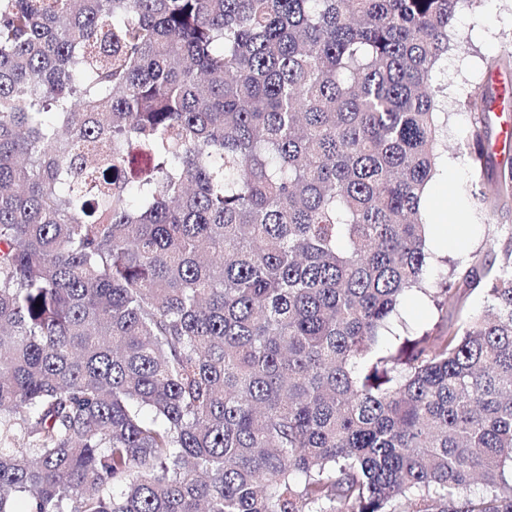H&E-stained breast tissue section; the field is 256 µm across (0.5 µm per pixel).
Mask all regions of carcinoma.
<instances>
[{"label": "carcinoma", "mask_w": 512, "mask_h": 512, "mask_svg": "<svg viewBox=\"0 0 512 512\" xmlns=\"http://www.w3.org/2000/svg\"><path fill=\"white\" fill-rule=\"evenodd\" d=\"M463 2L0 0V512H512L493 88L500 249L431 279L422 204ZM401 312L410 331H420L432 328L435 324L444 325L455 323L456 316L451 309L448 313H438L434 307L426 301L415 296L405 298L401 305Z\"/></svg>", "instance_id": "cac0c4a2"}]
</instances>
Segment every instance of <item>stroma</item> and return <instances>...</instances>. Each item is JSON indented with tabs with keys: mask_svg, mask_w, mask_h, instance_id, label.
<instances>
[{
	"mask_svg": "<svg viewBox=\"0 0 512 512\" xmlns=\"http://www.w3.org/2000/svg\"><path fill=\"white\" fill-rule=\"evenodd\" d=\"M451 43L438 76L447 93L448 118L440 129L447 150L431 182L430 215L432 223L466 229L464 249L441 250L449 263L463 268L470 252L487 244L484 220L470 192L475 175L465 136L474 114L463 102L483 84L491 63L512 50V0H466L456 13Z\"/></svg>",
	"mask_w": 512,
	"mask_h": 512,
	"instance_id": "obj_1",
	"label": "stroma"
}]
</instances>
